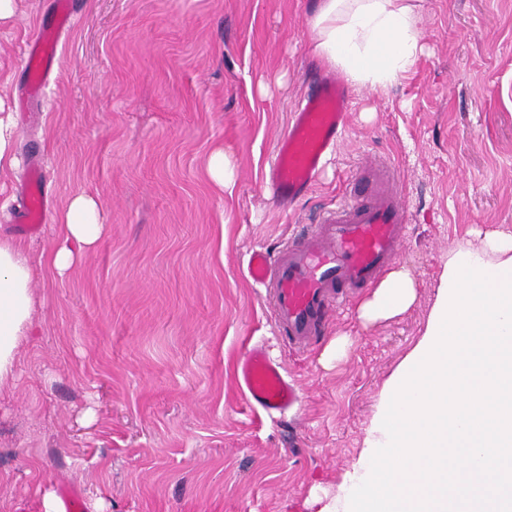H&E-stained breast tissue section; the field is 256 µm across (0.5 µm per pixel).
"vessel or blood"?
<instances>
[{
    "label": "vessel or blood",
    "instance_id": "vessel-or-blood-1",
    "mask_svg": "<svg viewBox=\"0 0 512 512\" xmlns=\"http://www.w3.org/2000/svg\"><path fill=\"white\" fill-rule=\"evenodd\" d=\"M54 19L25 49L27 75L20 85L24 107L42 101L57 60L62 33L72 24L71 0H53ZM351 93L335 73L320 74L291 114L276 144L266 179L273 196L292 206L314 186L323 162L349 123ZM13 229L25 235L42 223L48 206L43 178L32 171ZM405 210L394 168L366 166L349 179L344 195L317 224L278 253L253 250L244 276L265 287L272 316L289 346L306 348L320 335L327 315L382 276L406 234ZM236 384L253 407L269 416L300 408L302 395L265 347L252 345L238 361Z\"/></svg>",
    "mask_w": 512,
    "mask_h": 512
}]
</instances>
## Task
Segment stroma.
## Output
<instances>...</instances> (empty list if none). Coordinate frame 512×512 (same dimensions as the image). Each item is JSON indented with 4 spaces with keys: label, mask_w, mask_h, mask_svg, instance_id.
<instances>
[{
    "label": "stroma",
    "mask_w": 512,
    "mask_h": 512,
    "mask_svg": "<svg viewBox=\"0 0 512 512\" xmlns=\"http://www.w3.org/2000/svg\"><path fill=\"white\" fill-rule=\"evenodd\" d=\"M74 2L42 110L16 123L0 238L37 166L51 205L23 239L32 256L52 248L74 195L99 200L110 230L67 277L35 284L38 334L0 396V512H57L64 487L89 512H322L352 489L449 247L512 226V0H424L415 66L385 93L352 88L342 142L291 210L265 174L321 67L307 51L317 0ZM49 4L17 0L0 21L7 111ZM219 144L233 172L221 191L205 172ZM366 158L390 162L405 192L396 262L417 300L374 324L350 303L312 348L291 350L243 276L247 254L316 223ZM339 337L346 353L328 359ZM252 340L301 388L300 409L277 423L235 383Z\"/></svg>",
    "instance_id": "1"
}]
</instances>
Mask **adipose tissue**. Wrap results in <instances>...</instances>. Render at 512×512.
Wrapping results in <instances>:
<instances>
[{"label":"adipose tissue","mask_w":512,"mask_h":512,"mask_svg":"<svg viewBox=\"0 0 512 512\" xmlns=\"http://www.w3.org/2000/svg\"><path fill=\"white\" fill-rule=\"evenodd\" d=\"M422 14L423 0H319L310 18L307 48L312 56L340 68L353 85L380 92L414 66L422 49ZM108 231L98 202L79 194L62 211L47 256L32 259L22 243L0 240V393L14 388L19 348L36 334V276L45 269L65 277ZM459 250L473 265L512 268V229L470 232ZM417 294L411 271L395 269L361 303L359 317L367 323L398 317Z\"/></svg>","instance_id":"1"}]
</instances>
